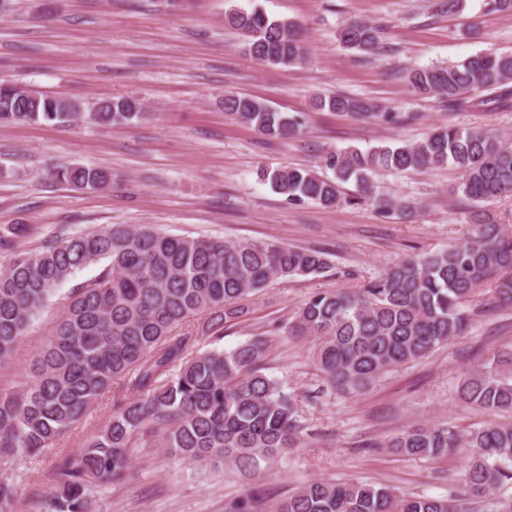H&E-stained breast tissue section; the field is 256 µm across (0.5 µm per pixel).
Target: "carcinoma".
I'll return each mask as SVG.
<instances>
[{
  "mask_svg": "<svg viewBox=\"0 0 512 512\" xmlns=\"http://www.w3.org/2000/svg\"><path fill=\"white\" fill-rule=\"evenodd\" d=\"M225 23L245 37L251 56L272 65L304 59L298 25L263 10L231 8ZM359 56L381 49L379 29L351 21L336 34ZM415 92L433 94L464 110L484 102L482 92L512 103V53L480 51L444 65L412 70ZM317 106L330 112L387 121L391 113L364 99L333 95ZM226 115L269 138L301 133L305 116L288 114L245 95L224 97ZM131 97L87 109L67 99L0 95V125H59L81 121L108 127L142 119ZM336 178L299 168L263 169L259 179L290 201L323 207L371 201L382 212L411 209L374 197L379 169L406 171L450 165L463 180L457 191L474 203L465 242L412 254L356 288L313 295L296 312L293 332L313 339L316 369L329 384L359 392L390 371L418 362L463 335L467 304L490 284L493 303L512 305V231L486 204L512 195V149L488 130L448 126L415 142L342 150L328 159ZM56 178L84 189L112 181L103 169L61 167ZM357 193L341 197L339 183ZM102 266L72 287L52 334L16 393L0 394V460L35 457L79 421L112 385L131 378L141 397L121 404L110 424L91 436L58 474L46 512H86L94 482L120 480L137 443L164 448L175 460L256 472L305 444L306 424L280 383L264 372L279 325L229 350L200 349L202 336L251 320L247 297L297 276H318L328 253L265 241L187 238L148 226L123 224L73 233L41 248L13 253L0 268V364L10 356L46 301L74 275ZM205 315L201 335L189 329ZM457 397L489 415L512 414V347L491 354L464 374ZM383 447L415 457L470 449L463 497H407L387 485L315 480L288 493L272 512H512V423L489 420L466 435L444 425H417ZM16 488L0 480V512H13ZM263 498L251 491L234 512H257Z\"/></svg>",
  "mask_w": 512,
  "mask_h": 512,
  "instance_id": "1",
  "label": "carcinoma"
}]
</instances>
